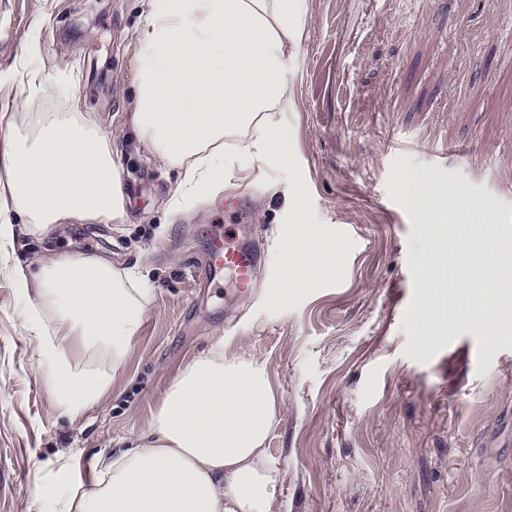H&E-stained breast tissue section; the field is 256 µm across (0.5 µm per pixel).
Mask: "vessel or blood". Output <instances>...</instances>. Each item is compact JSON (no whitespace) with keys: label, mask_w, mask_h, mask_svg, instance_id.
<instances>
[{"label":"vessel or blood","mask_w":512,"mask_h":512,"mask_svg":"<svg viewBox=\"0 0 512 512\" xmlns=\"http://www.w3.org/2000/svg\"><path fill=\"white\" fill-rule=\"evenodd\" d=\"M261 261V252L254 246L230 247L221 231H214L206 255L193 266V277L199 287L210 288L223 281L225 274H234L240 291H248Z\"/></svg>","instance_id":"1"}]
</instances>
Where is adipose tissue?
<instances>
[{
	"instance_id": "adipose-tissue-1",
	"label": "adipose tissue",
	"mask_w": 512,
	"mask_h": 512,
	"mask_svg": "<svg viewBox=\"0 0 512 512\" xmlns=\"http://www.w3.org/2000/svg\"><path fill=\"white\" fill-rule=\"evenodd\" d=\"M304 13L305 0H145L131 124L158 163L180 172L169 210L226 180L247 182L284 154L287 65ZM19 80L28 88L13 100L20 119L0 138V247L19 226L46 238L58 224L124 223L111 134L76 112L28 111L66 87L26 68L0 72V87ZM284 264L285 287L301 288L321 255L298 236ZM13 277L20 327L37 339L33 364L55 406L78 414L97 404L141 332L151 288L103 256L52 253L33 274L15 265ZM276 421L265 367L216 341L179 371L140 444L98 462L86 485L60 469L62 492L43 512H278L280 473L265 448Z\"/></svg>"
}]
</instances>
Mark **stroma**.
<instances>
[{
  "mask_svg": "<svg viewBox=\"0 0 512 512\" xmlns=\"http://www.w3.org/2000/svg\"><path fill=\"white\" fill-rule=\"evenodd\" d=\"M143 9L0 0V69L27 58L72 77V96L30 109L80 112L111 133L128 214L0 248V512H38L60 465L86 480L97 456L132 447L178 372L219 339L265 366L278 393L266 446L282 512H512V331L492 343L452 318L431 346L416 344L408 256L429 233L388 192L404 156L441 188L489 202L512 279V0H306L286 156L175 213L178 170L130 125ZM216 228L264 247L250 296L228 281L194 288L191 263ZM299 232L323 267L284 293ZM49 250L111 257L153 288L110 392L76 415L55 406L32 363L36 340L18 326L10 270Z\"/></svg>",
  "mask_w": 512,
  "mask_h": 512,
  "instance_id": "stroma-1",
  "label": "stroma"
}]
</instances>
